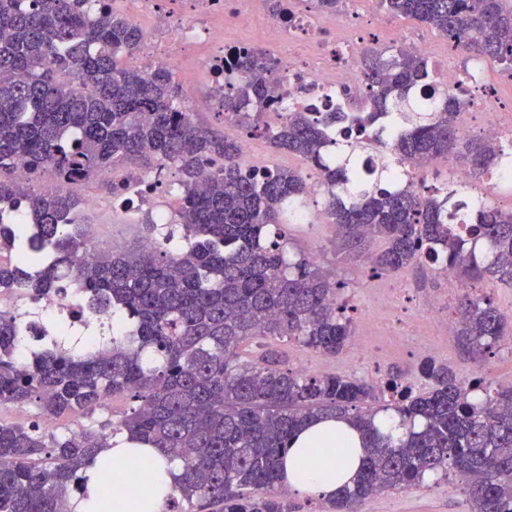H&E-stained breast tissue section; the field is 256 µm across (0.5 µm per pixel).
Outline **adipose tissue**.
<instances>
[{
	"mask_svg": "<svg viewBox=\"0 0 512 512\" xmlns=\"http://www.w3.org/2000/svg\"><path fill=\"white\" fill-rule=\"evenodd\" d=\"M361 448L360 434L346 421L332 416L314 420L292 437L282 460L281 481L294 495L317 500L333 498L358 472ZM103 456L112 465V481L116 484L123 481V464L138 459L152 463L150 479L131 495L116 498L113 512H137L133 503L141 496L148 498L149 512H166L180 471L178 462L124 435L115 438Z\"/></svg>",
	"mask_w": 512,
	"mask_h": 512,
	"instance_id": "ef3b65f1",
	"label": "adipose tissue"
}]
</instances>
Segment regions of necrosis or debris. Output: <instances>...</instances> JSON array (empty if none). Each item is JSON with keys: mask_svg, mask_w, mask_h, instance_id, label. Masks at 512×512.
Returning <instances> with one entry per match:
<instances>
[{"mask_svg": "<svg viewBox=\"0 0 512 512\" xmlns=\"http://www.w3.org/2000/svg\"><path fill=\"white\" fill-rule=\"evenodd\" d=\"M158 2L140 0L157 28L153 39L143 45V55L149 63L172 67L186 47L200 42L218 44V54L204 61L211 79L209 98H199L193 85L183 89L186 99L202 107L218 103L225 81L240 76L239 71L227 69L225 61L242 46L236 30L243 25L252 0H188V10L176 18L163 13ZM281 2L282 9L272 13L267 25L264 50L275 62L278 91L285 107L307 112L335 111L345 91L363 86L358 61L367 42L380 40L383 30L390 28L398 44L427 61V101L446 92L464 94L468 105L458 121L460 135L476 128L498 144L512 146V103L502 100L497 84L487 76L482 58L458 56L451 61L440 60L424 39L394 27L391 19L380 15L373 18L370 30H359L353 23L354 0H342L343 8L337 12L306 8L300 6L299 0ZM442 279V292L426 297H414L412 284L405 281H394L375 290L377 303L391 312L390 335L414 343L418 358L424 361L439 358L440 347L435 342H415L409 333L415 320L410 306L418 304L433 314L442 333H449L451 324L442 315L441 305L459 292L460 284L450 270L443 272Z\"/></svg>", "mask_w": 512, "mask_h": 512, "instance_id": "1", "label": "necrosis or debris"}]
</instances>
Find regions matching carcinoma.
<instances>
[{
    "instance_id": "1",
    "label": "carcinoma",
    "mask_w": 512,
    "mask_h": 512,
    "mask_svg": "<svg viewBox=\"0 0 512 512\" xmlns=\"http://www.w3.org/2000/svg\"><path fill=\"white\" fill-rule=\"evenodd\" d=\"M388 14L425 23L454 47L512 72V0H379ZM142 30L104 0H0V294L40 303L78 284L84 309L120 313L119 336L66 349L53 340L22 354L37 321L0 310V408L36 404L53 418L93 417L116 396L138 401L118 422L75 433H49L0 420V512H68L81 470L112 438L129 434L181 463L180 498L169 512H290L280 481L282 454L309 420L343 417L362 435L364 455L352 485L330 500L334 512L382 491L421 485L425 476L460 477L471 512H512V385L479 376L467 391L448 364L430 361L426 392L391 374L381 386L336 375L282 368L273 341H295L330 355L355 333L346 283L330 280L301 254L287 255L288 211L305 205L301 172L254 168L235 139L200 127L176 106L182 90L168 67L145 74L130 66ZM240 79L224 86V116L283 152L303 159L325 186L323 213L336 249L373 277L425 263L473 282L512 285V211L464 199L452 180L421 191L401 184L407 162L452 155L474 180L500 165L502 146L462 138L463 102L451 94L423 107L416 96L429 78L420 56L363 52L366 97L352 112L279 113L272 66L256 48L239 51ZM347 123L344 151L328 134ZM391 135L369 181L356 180L359 145L375 128ZM21 160L78 186L135 165L181 173L178 216L152 226L143 253L102 256L91 246L74 190L35 193L15 175ZM132 180L98 188L122 201ZM24 208L29 223L8 224ZM472 210L467 236L448 214ZM457 335L474 358L507 336L508 320L488 297L466 293L455 307ZM393 411L401 434L379 417ZM107 473L95 509L112 512Z\"/></svg>"
}]
</instances>
